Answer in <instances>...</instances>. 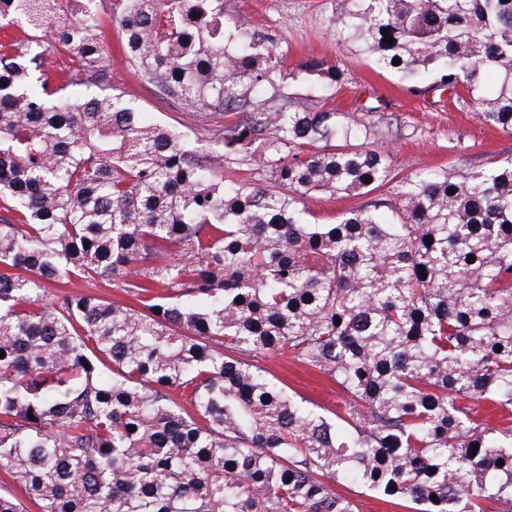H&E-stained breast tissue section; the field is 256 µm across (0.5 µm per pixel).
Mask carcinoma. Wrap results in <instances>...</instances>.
<instances>
[{
  "label": "carcinoma",
  "instance_id": "obj_1",
  "mask_svg": "<svg viewBox=\"0 0 512 512\" xmlns=\"http://www.w3.org/2000/svg\"><path fill=\"white\" fill-rule=\"evenodd\" d=\"M0 19L26 34L0 42V470L40 512H355L344 480L415 512H512V426L471 407L512 408V159L400 177L349 112L267 111L251 93L287 54L234 38L224 0L115 15L145 80L239 115L202 146L106 92L102 26L66 0H0ZM336 33L512 134V0H343ZM57 44L74 67L52 80ZM313 74L338 82L288 78ZM228 153L269 178L224 180ZM383 189L305 218L316 193ZM96 277L138 306L44 301ZM269 353L334 380V416L254 363ZM0 512H24L8 487Z\"/></svg>",
  "mask_w": 512,
  "mask_h": 512
}]
</instances>
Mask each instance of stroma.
Here are the masks:
<instances>
[{
	"mask_svg": "<svg viewBox=\"0 0 512 512\" xmlns=\"http://www.w3.org/2000/svg\"><path fill=\"white\" fill-rule=\"evenodd\" d=\"M99 2L110 57L106 86L134 102L153 121L178 128L189 141L203 142L211 128L224 123V114L189 111L181 100L161 94L143 80L123 53L114 0ZM336 8L337 0H224L226 14L287 46V68L311 61L340 68V89L334 97H325L311 84L291 81L282 95L270 97L271 109L302 111L326 105L353 113L370 125L374 141L390 152L394 167L403 175L512 158V135L483 125L473 113L458 111L450 102L411 95L397 76L373 70L356 45L338 42L329 32ZM48 293L87 295L120 305L134 302L109 277L57 284ZM257 363L292 397L317 405L322 414L343 401L335 382L322 373L272 355L259 357Z\"/></svg>",
	"mask_w": 512,
	"mask_h": 512,
	"instance_id": "obj_1",
	"label": "stroma"
}]
</instances>
